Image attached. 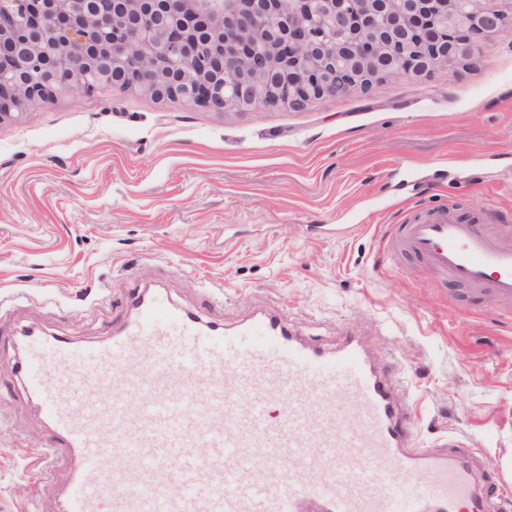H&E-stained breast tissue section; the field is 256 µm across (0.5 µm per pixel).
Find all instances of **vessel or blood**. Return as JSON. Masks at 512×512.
I'll use <instances>...</instances> for the list:
<instances>
[{
	"label": "vessel or blood",
	"mask_w": 512,
	"mask_h": 512,
	"mask_svg": "<svg viewBox=\"0 0 512 512\" xmlns=\"http://www.w3.org/2000/svg\"><path fill=\"white\" fill-rule=\"evenodd\" d=\"M393 247L449 281L512 303V241L448 207L398 225ZM22 379L49 423L44 461L78 457L63 512H488L474 455L415 447L397 379L363 344L343 337L321 351L276 316L229 331L181 312L162 294L136 300V315L100 344L56 336L23 342ZM314 396H306L305 385ZM133 389L140 404L112 400ZM208 404L191 407L198 389ZM267 390L285 406L278 423ZM303 470L280 479L284 460ZM135 470L136 485L125 480ZM355 470L357 480L345 477ZM402 473L394 481L393 473Z\"/></svg>",
	"instance_id": "vessel-or-blood-1"
}]
</instances>
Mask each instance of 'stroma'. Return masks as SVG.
<instances>
[{"label": "stroma", "mask_w": 512, "mask_h": 512, "mask_svg": "<svg viewBox=\"0 0 512 512\" xmlns=\"http://www.w3.org/2000/svg\"><path fill=\"white\" fill-rule=\"evenodd\" d=\"M436 206L512 239V36L456 76L306 109L215 112L122 89L0 122V512H60L72 464L16 374L23 330L95 343L137 288L228 328L361 339L423 448L454 436L512 501V312L387 249Z\"/></svg>", "instance_id": "35a3bbf8"}]
</instances>
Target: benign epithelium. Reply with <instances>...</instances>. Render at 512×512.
Listing matches in <instances>:
<instances>
[{
    "instance_id": "benign-epithelium-1",
    "label": "benign epithelium",
    "mask_w": 512,
    "mask_h": 512,
    "mask_svg": "<svg viewBox=\"0 0 512 512\" xmlns=\"http://www.w3.org/2000/svg\"><path fill=\"white\" fill-rule=\"evenodd\" d=\"M504 0H0V122L114 87L300 110L454 75L512 34Z\"/></svg>"
}]
</instances>
